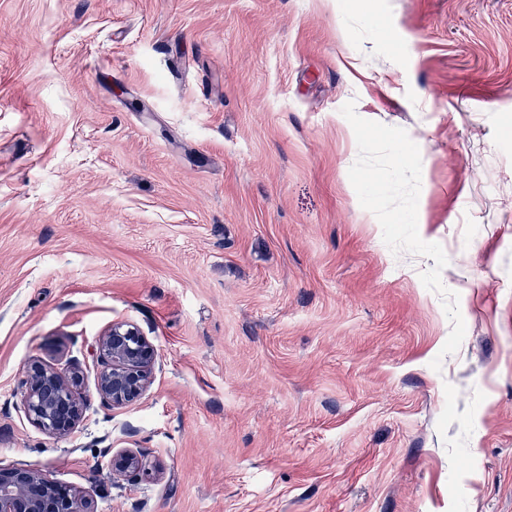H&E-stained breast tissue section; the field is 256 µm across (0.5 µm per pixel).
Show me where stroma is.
<instances>
[{
    "label": "stroma",
    "mask_w": 512,
    "mask_h": 512,
    "mask_svg": "<svg viewBox=\"0 0 512 512\" xmlns=\"http://www.w3.org/2000/svg\"><path fill=\"white\" fill-rule=\"evenodd\" d=\"M117 322L157 363L112 409ZM32 359L82 367L69 436ZM0 464L98 512H512V0H0ZM157 354L137 326L114 323L99 337L96 390L112 409L138 402L148 391ZM83 382V372L77 366L63 371L33 360L22 370L20 409L42 432L68 436L89 408L81 392ZM110 464L112 475L116 478L124 477L136 480L151 474L145 453L139 450L125 449L112 453Z\"/></svg>",
    "instance_id": "35a3bbf8"
}]
</instances>
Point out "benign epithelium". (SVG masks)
<instances>
[{
  "label": "benign epithelium",
  "instance_id": "obj_1",
  "mask_svg": "<svg viewBox=\"0 0 512 512\" xmlns=\"http://www.w3.org/2000/svg\"><path fill=\"white\" fill-rule=\"evenodd\" d=\"M157 354L137 326L114 323L99 337L96 390L102 405L124 407L148 391ZM82 370H59L39 360L23 367L20 409L42 432L68 436L83 420L89 403L82 395ZM111 454L112 475L139 479L151 474L145 453L120 450ZM0 512H95L90 498L32 469L0 465Z\"/></svg>",
  "mask_w": 512,
  "mask_h": 512
}]
</instances>
